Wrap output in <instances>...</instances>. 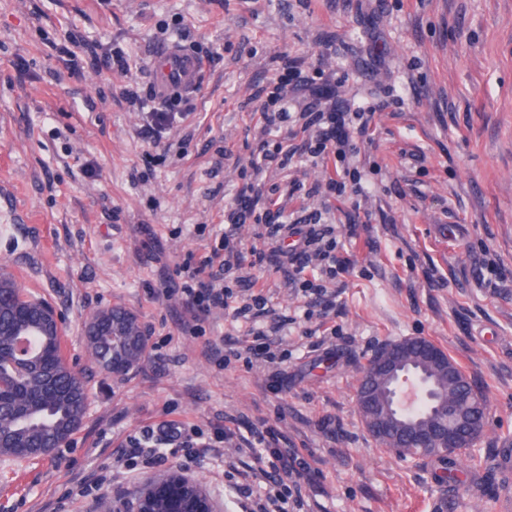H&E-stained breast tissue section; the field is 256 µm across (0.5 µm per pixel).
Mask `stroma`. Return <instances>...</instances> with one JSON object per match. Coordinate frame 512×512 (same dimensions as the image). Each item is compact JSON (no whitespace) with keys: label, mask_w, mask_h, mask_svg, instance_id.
<instances>
[{"label":"stroma","mask_w":512,"mask_h":512,"mask_svg":"<svg viewBox=\"0 0 512 512\" xmlns=\"http://www.w3.org/2000/svg\"><path fill=\"white\" fill-rule=\"evenodd\" d=\"M177 32L202 49L201 88L165 134L183 149L138 179L144 112L123 77L88 67L73 79V54L98 44L146 86L159 39ZM283 53L322 68L339 98L401 100L375 114L361 147L362 196L306 194L336 177L330 161L277 178L304 185L281 196L288 212L336 228L332 306H311L270 265L252 279L262 313L214 314L197 336L180 296L147 288L224 231L254 242L253 225L229 229L224 211L250 171L254 97ZM0 271L55 309L88 392L69 446L0 461V512H132L135 490L172 471L215 512H246L232 486L259 468L254 432L266 427L303 466L301 512H498L512 491L501 463L512 452V0H0ZM111 306L147 335L118 379L83 344ZM255 328L277 362L243 356ZM407 336L448 352L489 403L475 462L451 484L430 460L385 451L360 419L367 359ZM172 423L202 438L196 460L167 440ZM136 444L160 462L116 466Z\"/></svg>","instance_id":"stroma-1"}]
</instances>
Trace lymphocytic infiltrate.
<instances>
[{"instance_id":"obj_1","label":"lymphocytic infiltrate","mask_w":512,"mask_h":512,"mask_svg":"<svg viewBox=\"0 0 512 512\" xmlns=\"http://www.w3.org/2000/svg\"><path fill=\"white\" fill-rule=\"evenodd\" d=\"M125 95L130 103L150 114L149 122L141 130L148 145L142 156L145 168L161 165L165 157L157 148L167 127L178 117L175 105L181 101V94L169 95L151 89L142 94L129 88ZM261 115L265 139L253 154L249 180L232 195L226 215L228 223L233 225L251 220L261 226V243L246 250L238 245L225 246L224 268L219 274L213 272L208 260L196 266H182V283L176 291L186 298L194 319L191 330L196 334L203 333L205 320L228 306L230 291L222 283V276L248 283L252 280V269L273 264L287 272L289 282L298 292L319 300L324 296V279L335 278L337 274L338 241L334 226L289 223L284 207L277 201H269L265 209H258V192L268 172L291 162L292 156L277 134L297 119L310 133L305 155L316 161L333 160L341 165L337 178L326 184L325 194L340 197L347 188H360L361 172L350 165L349 159L357 153L355 138L367 137L369 122L363 113H351L349 103L337 99L330 84L311 85L300 63L285 54L279 58L277 77L266 93ZM287 237L294 240L288 250L281 245ZM309 268L314 269L315 274L308 278L304 272ZM256 439L261 447L260 458L267 463L266 468L258 472L259 478L266 482V492L257 495L253 483L246 481L235 484L236 495L250 501V512H293L300 504V469L287 452L278 447L275 437L260 433Z\"/></svg>"}]
</instances>
